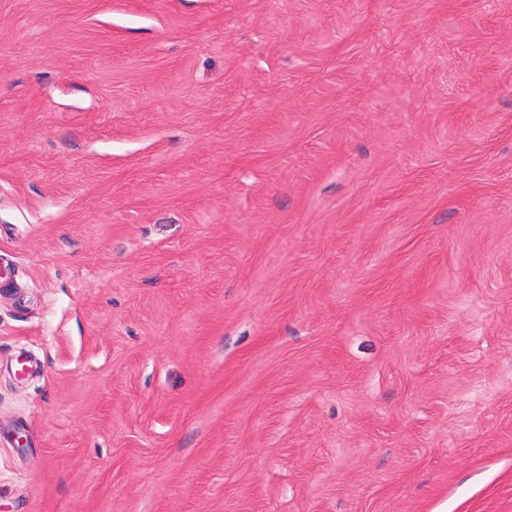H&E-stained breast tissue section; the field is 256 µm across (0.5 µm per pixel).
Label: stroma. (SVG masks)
Wrapping results in <instances>:
<instances>
[{"instance_id": "35a3bbf8", "label": "stroma", "mask_w": 512, "mask_h": 512, "mask_svg": "<svg viewBox=\"0 0 512 512\" xmlns=\"http://www.w3.org/2000/svg\"><path fill=\"white\" fill-rule=\"evenodd\" d=\"M0 512H512V0H0Z\"/></svg>"}]
</instances>
